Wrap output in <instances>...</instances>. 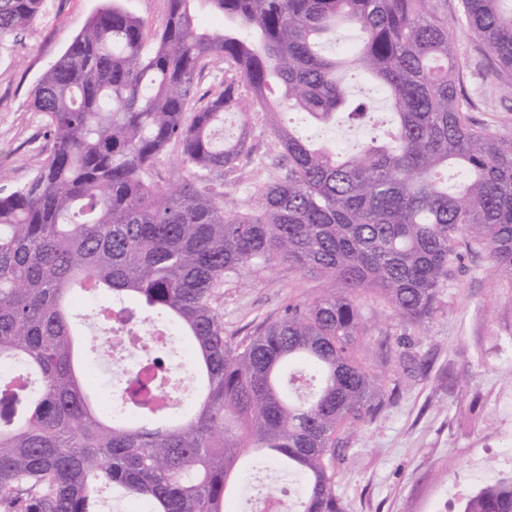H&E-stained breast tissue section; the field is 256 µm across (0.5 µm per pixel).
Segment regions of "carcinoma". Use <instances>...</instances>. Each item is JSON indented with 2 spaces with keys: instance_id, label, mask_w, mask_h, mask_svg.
<instances>
[{
  "instance_id": "carcinoma-1",
  "label": "carcinoma",
  "mask_w": 512,
  "mask_h": 512,
  "mask_svg": "<svg viewBox=\"0 0 512 512\" xmlns=\"http://www.w3.org/2000/svg\"><path fill=\"white\" fill-rule=\"evenodd\" d=\"M168 2L151 37L119 0L100 8L32 93L53 150L0 196V363L34 379L0 377V512H99L107 490L147 512H229L249 455L273 464L266 488L301 486L297 512H345L336 468L395 395L360 356L359 296L420 327L478 250L512 286V139L474 116L454 54L457 33L472 38L511 87L512 0H461L456 30L429 0ZM204 10L223 15L222 31L198 25ZM44 12L45 0H0V45ZM344 25L356 42L339 43ZM209 59L228 64L214 93L200 89ZM344 68L381 100H355ZM378 103L381 133L349 153L273 121L284 173L254 208L224 207L210 174L231 178L251 157L253 113H305L331 133L375 118ZM227 112L240 134L226 144ZM171 147L189 176L161 187ZM278 263L321 276L320 294L240 340L224 335V288ZM103 290L90 341L106 343V325L143 329L138 305L155 311L191 353L192 398L173 396L172 351L156 356L164 343L149 340L112 408L94 404L72 307ZM461 512H512V476Z\"/></svg>"
}]
</instances>
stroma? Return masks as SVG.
Returning a JSON list of instances; mask_svg holds the SVG:
<instances>
[{
	"instance_id": "35a3bbf8",
	"label": "stroma",
	"mask_w": 512,
	"mask_h": 512,
	"mask_svg": "<svg viewBox=\"0 0 512 512\" xmlns=\"http://www.w3.org/2000/svg\"><path fill=\"white\" fill-rule=\"evenodd\" d=\"M106 0H46L41 20L15 45L0 47V194L27 183L53 147L45 119L30 106L40 76L64 53ZM465 87L483 117L512 137V90L482 77L477 44L458 36ZM270 118L250 121L252 160L224 197L253 203L256 183L273 174ZM321 281L288 264L264 272L249 288L224 290V333L240 339L275 316L287 299L309 302ZM369 362L383 347L407 342L425 362L403 372L390 365L382 381L398 386L395 402L358 430L336 483L346 512H458V489L512 475V288L496 277L485 252L467 255L442 294V308L422 327L404 324L376 295L359 301Z\"/></svg>"
}]
</instances>
